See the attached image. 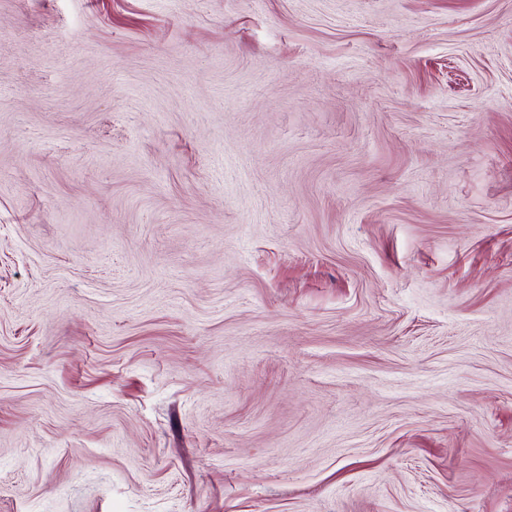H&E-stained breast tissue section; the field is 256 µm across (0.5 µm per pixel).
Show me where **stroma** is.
Instances as JSON below:
<instances>
[{
	"instance_id": "obj_1",
	"label": "stroma",
	"mask_w": 512,
	"mask_h": 512,
	"mask_svg": "<svg viewBox=\"0 0 512 512\" xmlns=\"http://www.w3.org/2000/svg\"><path fill=\"white\" fill-rule=\"evenodd\" d=\"M0 512H512V0H0Z\"/></svg>"
}]
</instances>
